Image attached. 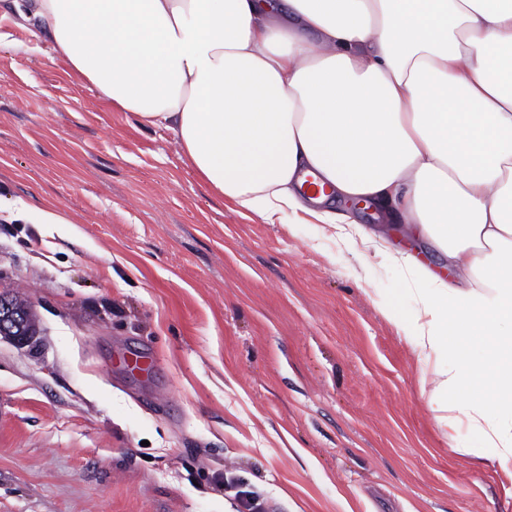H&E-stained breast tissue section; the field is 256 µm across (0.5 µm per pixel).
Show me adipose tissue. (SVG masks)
I'll list each match as a JSON object with an SVG mask.
<instances>
[{"instance_id":"adipose-tissue-1","label":"adipose tissue","mask_w":512,"mask_h":512,"mask_svg":"<svg viewBox=\"0 0 512 512\" xmlns=\"http://www.w3.org/2000/svg\"><path fill=\"white\" fill-rule=\"evenodd\" d=\"M61 63L173 130L194 173L267 222L396 211L430 288L384 309L483 457L512 460V0H28ZM326 192L313 194L306 176ZM447 256L430 265L421 242ZM495 409L496 420L486 412Z\"/></svg>"}]
</instances>
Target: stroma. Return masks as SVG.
Instances as JSON below:
<instances>
[{"label":"stroma","instance_id":"35a3bbf8","mask_svg":"<svg viewBox=\"0 0 512 512\" xmlns=\"http://www.w3.org/2000/svg\"><path fill=\"white\" fill-rule=\"evenodd\" d=\"M32 28L0 0V294L38 318L0 338V512H512L381 312L406 272L216 196Z\"/></svg>","mask_w":512,"mask_h":512}]
</instances>
